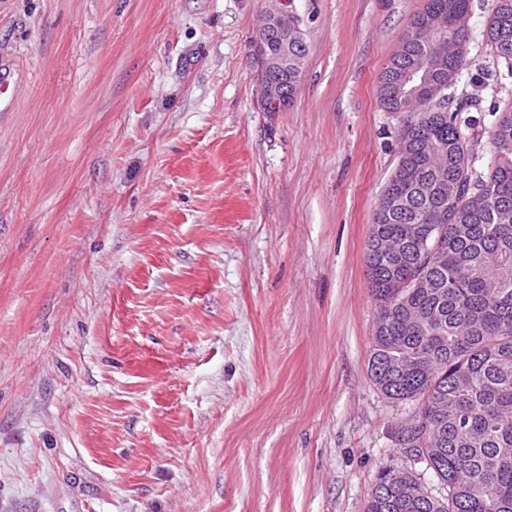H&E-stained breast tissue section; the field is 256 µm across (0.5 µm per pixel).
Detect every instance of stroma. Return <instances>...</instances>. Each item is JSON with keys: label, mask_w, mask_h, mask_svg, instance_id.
I'll return each instance as SVG.
<instances>
[{"label": "stroma", "mask_w": 512, "mask_h": 512, "mask_svg": "<svg viewBox=\"0 0 512 512\" xmlns=\"http://www.w3.org/2000/svg\"><path fill=\"white\" fill-rule=\"evenodd\" d=\"M424 0H0V512H366L380 73ZM473 0L452 88L512 77ZM270 10L307 55L265 111Z\"/></svg>", "instance_id": "1"}]
</instances>
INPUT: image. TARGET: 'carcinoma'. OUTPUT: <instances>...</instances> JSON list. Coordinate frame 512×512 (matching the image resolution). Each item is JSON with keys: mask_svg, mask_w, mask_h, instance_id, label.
<instances>
[{"mask_svg": "<svg viewBox=\"0 0 512 512\" xmlns=\"http://www.w3.org/2000/svg\"><path fill=\"white\" fill-rule=\"evenodd\" d=\"M471 0H424L407 30L448 16L444 47L416 39L390 57L379 78L378 99L387 112H403L399 160L372 216L367 265L378 304L371 370L386 392L422 404L398 429V448L409 436L425 440L436 468L438 495L417 497L420 480L406 466L376 477L367 512H512V105L487 131L492 163L477 169L480 135L462 129L461 105L440 96L438 83L453 84L470 63L467 34L451 24L470 12ZM487 42L512 75V0H493ZM268 49L288 52V65L261 70L262 85L275 86L293 102L302 70L295 58L307 47L272 37ZM421 69L428 82L419 93L401 81ZM403 200L392 208L386 197ZM439 255L425 264L421 241L440 223ZM424 271L426 288H404L411 269Z\"/></svg>", "mask_w": 512, "mask_h": 512, "instance_id": "1", "label": "carcinoma"}]
</instances>
